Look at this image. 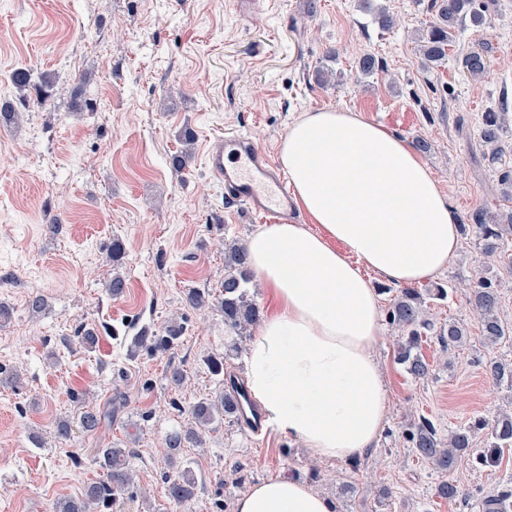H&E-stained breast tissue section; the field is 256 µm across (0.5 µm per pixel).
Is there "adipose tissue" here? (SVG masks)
<instances>
[{"instance_id": "adipose-tissue-1", "label": "adipose tissue", "mask_w": 512, "mask_h": 512, "mask_svg": "<svg viewBox=\"0 0 512 512\" xmlns=\"http://www.w3.org/2000/svg\"><path fill=\"white\" fill-rule=\"evenodd\" d=\"M279 161L308 224H266L245 242L272 300L246 346L254 399L279 433L316 459L348 460L385 424L388 392L375 349L379 295L366 270L411 285L456 255L460 226L435 174L383 125L353 112L303 113ZM307 482L270 477L233 512H335Z\"/></svg>"}]
</instances>
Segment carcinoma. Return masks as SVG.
Masks as SVG:
<instances>
[{
    "instance_id": "obj_1",
    "label": "carcinoma",
    "mask_w": 512,
    "mask_h": 512,
    "mask_svg": "<svg viewBox=\"0 0 512 512\" xmlns=\"http://www.w3.org/2000/svg\"><path fill=\"white\" fill-rule=\"evenodd\" d=\"M431 18L419 35L422 56L426 64L437 66L448 60V47L453 41V30L461 24L483 30L491 24L488 7L483 0H431ZM463 68L472 78L487 72L486 50L474 49L462 61ZM509 111L508 100H503L498 112H485L480 123V138L489 149V160L499 161L505 153L503 142ZM469 227L478 241L484 262H495L505 256L512 264V253L505 249L512 242V211L497 214L485 208H477L467 217ZM224 285L220 297V308L224 314V331L229 333L228 348L242 350L247 332L257 325L262 310L250 290L252 275L248 269L244 244H224ZM443 300L448 296L446 288L438 285L425 291L403 288L395 296L387 311L389 326L398 333L396 359L406 372L417 380L431 376V365L417 352L420 345V329L429 322L425 319L427 308L425 297ZM469 300L476 313L485 343L496 344L506 338L509 327L503 323L498 284L485 276H477L470 285ZM183 327L171 325L159 334L147 331L135 337L133 345L150 352H167L173 349L182 336ZM448 338V344L459 347L467 342L466 327L458 322H448L440 330ZM188 426L166 435L165 456L171 472L165 475L169 498L181 504L195 497L198 478L191 462L184 459L183 448L190 443L202 444L203 434L224 423L226 418H240V403L237 390H225L211 398L195 403L190 409ZM106 414L95 408L82 406L78 424L86 432L97 430ZM486 423L479 419L467 427L448 431V441L438 436L435 425L426 418L410 425L405 439L416 455L431 462L445 476L436 487L438 497L456 501L465 499L469 493L454 480L447 478L457 467L458 459L473 448L476 434L485 429ZM489 447L477 454V460L501 463V450L512 445V412H501L488 432ZM130 450L126 448H100L96 463L102 475L88 483L82 496L66 497L56 501L53 512H112L113 506L124 496H133L134 471L129 464ZM479 512H512V487L497 492H488L477 499Z\"/></svg>"
}]
</instances>
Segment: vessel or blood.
I'll use <instances>...</instances> for the list:
<instances>
[{"instance_id": "1", "label": "vessel or blood", "mask_w": 512, "mask_h": 512, "mask_svg": "<svg viewBox=\"0 0 512 512\" xmlns=\"http://www.w3.org/2000/svg\"><path fill=\"white\" fill-rule=\"evenodd\" d=\"M206 167L224 186L227 202L264 221L285 223L300 211L283 171L246 133H225L206 155Z\"/></svg>"}]
</instances>
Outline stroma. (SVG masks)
<instances>
[{
    "instance_id": "1",
    "label": "stroma",
    "mask_w": 512,
    "mask_h": 512,
    "mask_svg": "<svg viewBox=\"0 0 512 512\" xmlns=\"http://www.w3.org/2000/svg\"><path fill=\"white\" fill-rule=\"evenodd\" d=\"M430 0H0V71L26 65V91L0 85V97L22 101L16 124L0 125V512H53L98 477L97 449L133 451L135 499L114 512H220L252 485L296 470L317 472L314 491L336 512H478L436 497L440 480L403 433L429 419L440 436L481 418L493 421L512 400V386L493 381L487 360L512 364V344L487 346L466 286L478 276L472 235L436 284L448 297L429 300L434 326L420 352L433 374L408 375L396 363L395 338L383 330L377 355L389 406L380 438L355 462L311 458L271 430L225 420L200 446L187 448L201 473L196 496H167L165 436L187 424L189 410L219 388L205 359L225 353V373L243 357L224 350V316L216 297L224 283V244L245 242L261 227L245 208L227 206L205 167L206 152L225 131L247 133L270 157L301 113L343 108L414 144L457 218L479 206L512 210L484 160L483 113L512 99V0H492L489 28H463L441 66H425L416 39ZM394 15L382 27L379 12ZM490 65L478 80L462 58L478 43ZM372 54L384 68L365 77L357 60ZM194 135L184 168L173 165L180 135ZM119 261H109L113 243ZM121 273L127 288L107 285ZM205 288L208 307L191 308L189 289ZM45 300L32 311L29 297ZM184 328L177 347L131 351L141 332L169 321ZM467 328L465 347L444 348L440 327ZM97 329L84 348L78 327ZM184 370L181 386L167 380ZM21 371L22 381L8 376ZM113 405L111 424L70 439L55 437L58 418L74 416L76 396ZM468 491L502 488L512 462L483 466L464 457L452 475Z\"/></svg>"
}]
</instances>
